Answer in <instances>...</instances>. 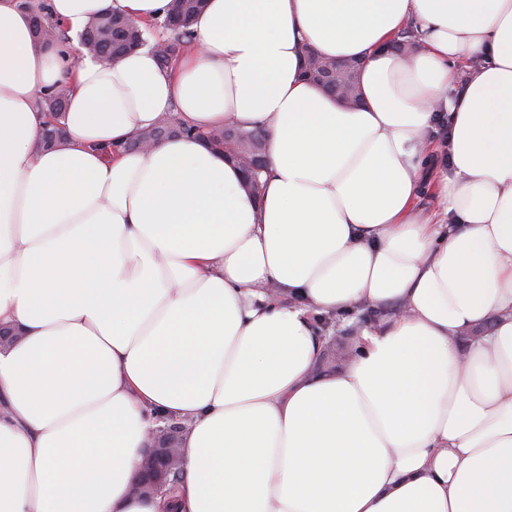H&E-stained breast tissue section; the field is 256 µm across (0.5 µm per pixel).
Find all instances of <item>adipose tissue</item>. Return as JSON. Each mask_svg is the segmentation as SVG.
<instances>
[{"label": "adipose tissue", "instance_id": "1", "mask_svg": "<svg viewBox=\"0 0 512 512\" xmlns=\"http://www.w3.org/2000/svg\"><path fill=\"white\" fill-rule=\"evenodd\" d=\"M168 3L0 0V512H512V0H209L166 69L80 42ZM304 41L363 60L360 103L302 79ZM170 114L192 135L128 148ZM231 122L266 132L261 196L200 138ZM363 306L320 370L317 320ZM163 420L181 481L142 498ZM67 90L58 88L53 94L41 97V105L49 112V124L44 130L43 145L51 146L65 135V131L58 124V116L64 109Z\"/></svg>", "mask_w": 512, "mask_h": 512}]
</instances>
